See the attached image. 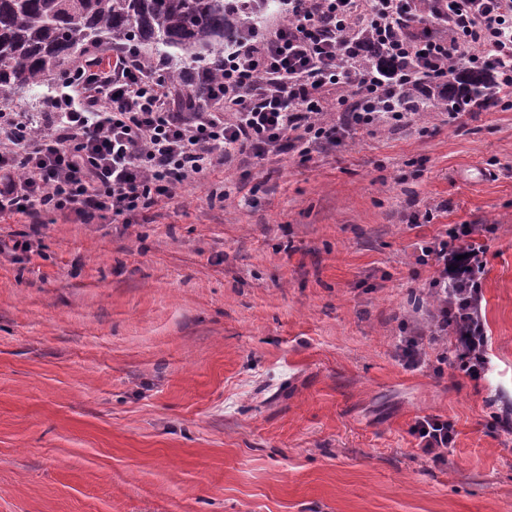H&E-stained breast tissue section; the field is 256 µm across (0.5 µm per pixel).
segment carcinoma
I'll return each instance as SVG.
<instances>
[{"label": "carcinoma", "mask_w": 512, "mask_h": 512, "mask_svg": "<svg viewBox=\"0 0 512 512\" xmlns=\"http://www.w3.org/2000/svg\"><path fill=\"white\" fill-rule=\"evenodd\" d=\"M277 0H0V104L66 71L78 55L102 45H136L144 64L168 62L161 82L189 88L190 108L209 103L211 86L189 77L224 76V47ZM493 76L463 70L448 87V111L491 98Z\"/></svg>", "instance_id": "1"}]
</instances>
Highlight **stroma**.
Segmentation results:
<instances>
[{
	"label": "stroma",
	"mask_w": 512,
	"mask_h": 512,
	"mask_svg": "<svg viewBox=\"0 0 512 512\" xmlns=\"http://www.w3.org/2000/svg\"><path fill=\"white\" fill-rule=\"evenodd\" d=\"M450 224L485 228L479 382L396 353L432 305L419 246ZM21 236L34 252L0 254V512H512V105L241 157L130 224L0 222ZM423 416L452 422L447 462ZM412 432L419 439L418 446L434 461L444 462L455 444L454 426L440 417H423L412 427Z\"/></svg>",
	"instance_id": "35a3bbf8"
}]
</instances>
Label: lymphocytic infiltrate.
I'll use <instances>...</instances> for the list:
<instances>
[{"label": "lymphocytic infiltrate", "instance_id": "lymphocytic-infiltrate-1", "mask_svg": "<svg viewBox=\"0 0 512 512\" xmlns=\"http://www.w3.org/2000/svg\"><path fill=\"white\" fill-rule=\"evenodd\" d=\"M285 17L224 52V79L209 110L180 112L170 86L156 82L136 47L116 48L108 64L76 61L55 78L40 119L0 110V221L52 212L81 220L131 219L173 199L188 179L236 156L294 152L315 143L407 123L405 94L447 88L456 62L497 71L512 92V0H284ZM376 42L386 62L372 60ZM353 101L340 122L325 117L333 90ZM480 228L453 224L421 247L438 303L428 337L400 342L405 366L426 362L427 345L451 342L448 364L472 381L490 365L482 318L486 248ZM412 432L433 460L455 444L453 425L418 419Z\"/></svg>", "mask_w": 512, "mask_h": 512}]
</instances>
